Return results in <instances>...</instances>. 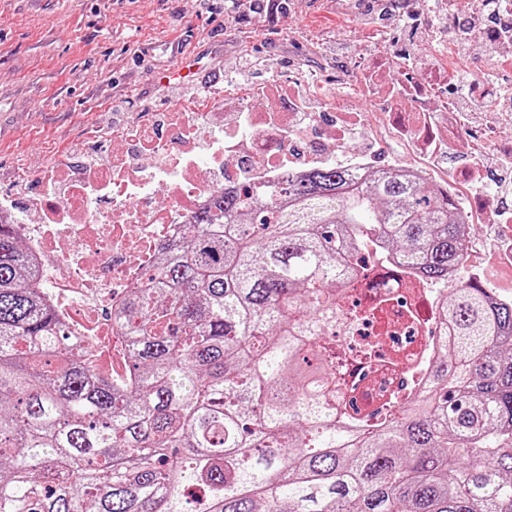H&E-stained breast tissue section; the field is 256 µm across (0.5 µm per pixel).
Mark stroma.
<instances>
[{
    "label": "stroma",
    "mask_w": 512,
    "mask_h": 512,
    "mask_svg": "<svg viewBox=\"0 0 512 512\" xmlns=\"http://www.w3.org/2000/svg\"><path fill=\"white\" fill-rule=\"evenodd\" d=\"M197 13L187 0H0V198L21 214L46 188L45 169L61 158L111 154L113 100L126 99L127 124L150 112L179 109L185 79L160 84V72L194 54L198 80L220 79L216 100L243 83L223 78L240 52L271 56L270 81L285 85L299 74L341 88L360 56L389 50L430 56L419 31L367 22L354 0H285L273 15L241 19ZM470 270L512 299V224H473Z\"/></svg>",
    "instance_id": "35a3bbf8"
}]
</instances>
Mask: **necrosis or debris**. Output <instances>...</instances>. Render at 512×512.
<instances>
[{"instance_id":"necrosis-or-debris-1","label":"necrosis or debris","mask_w":512,"mask_h":512,"mask_svg":"<svg viewBox=\"0 0 512 512\" xmlns=\"http://www.w3.org/2000/svg\"><path fill=\"white\" fill-rule=\"evenodd\" d=\"M391 61L386 55L381 63L363 59L356 65L360 75L374 77L373 95L385 101L383 108L364 116L360 133H379L385 141L409 146L416 157L414 173L437 180L441 194L461 204L463 222L481 217L494 224V213L477 193L469 169L435 176L425 156L436 134L429 122H410L415 112L452 115L455 100L436 94L428 78L391 89ZM235 105L248 120L244 135L225 131L226 115L216 102H192L175 124L164 125L159 112L113 129L117 148L99 169L78 175L65 167L49 172L66 193L60 199H36L30 216L0 203V222L12 225L27 244L37 288L84 356L97 350L100 336L127 345V330L116 314L123 312L130 291L141 287L147 269L183 240L192 216L209 207L216 194L241 186L259 192L301 175L307 165L290 161L293 148L344 154L349 170L374 166L372 156L350 145L341 123L343 103L315 113L310 128L296 123L291 109L260 112L245 98ZM412 277L408 269L379 258L342 287L339 308L358 311L365 319L352 336L330 343L338 415L360 416L401 391L407 367L428 369L440 343V320L427 288H420L414 301L397 303ZM371 345L379 347L381 356L369 361L361 350Z\"/></svg>"}]
</instances>
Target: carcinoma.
Segmentation results:
<instances>
[{
  "label": "carcinoma",
  "instance_id": "obj_1",
  "mask_svg": "<svg viewBox=\"0 0 512 512\" xmlns=\"http://www.w3.org/2000/svg\"><path fill=\"white\" fill-rule=\"evenodd\" d=\"M131 292L130 382L96 379L0 223V512H512V301L464 274L466 225L399 173L315 168L224 192ZM452 329L363 436L320 336L365 242Z\"/></svg>",
  "mask_w": 512,
  "mask_h": 512
}]
</instances>
